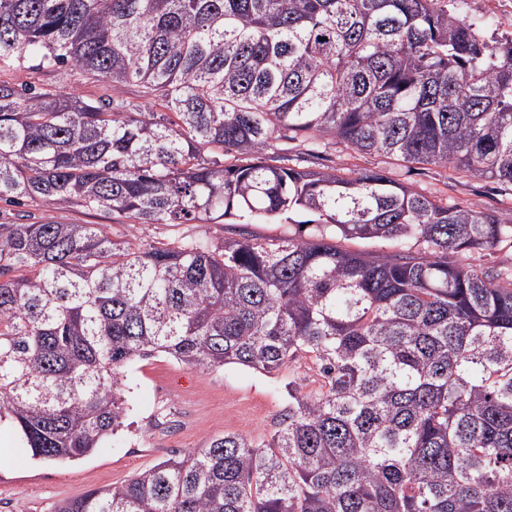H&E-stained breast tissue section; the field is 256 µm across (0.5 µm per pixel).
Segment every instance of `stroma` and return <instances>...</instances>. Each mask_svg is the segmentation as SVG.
I'll list each match as a JSON object with an SVG mask.
<instances>
[{"instance_id":"obj_1","label":"stroma","mask_w":512,"mask_h":512,"mask_svg":"<svg viewBox=\"0 0 512 512\" xmlns=\"http://www.w3.org/2000/svg\"><path fill=\"white\" fill-rule=\"evenodd\" d=\"M0 79L19 88L64 87L91 100L112 94L107 82L76 77L65 67L45 70L33 60L1 73ZM264 156L270 163L301 169H383L424 195L512 218V186L440 166L406 165L332 144L315 149L288 138L272 141ZM26 209L64 224L107 225L116 241L179 235L216 241L224 235L215 224H125L113 215L39 201L27 203ZM290 383L304 392L317 389L320 378L310 359H299L273 376L233 365L202 373L162 356L135 361L124 377L128 426L87 458L64 463L36 460L9 425L0 426V512H54L61 501L120 484L170 452L206 447L213 437L227 432L270 434L288 404Z\"/></svg>"}]
</instances>
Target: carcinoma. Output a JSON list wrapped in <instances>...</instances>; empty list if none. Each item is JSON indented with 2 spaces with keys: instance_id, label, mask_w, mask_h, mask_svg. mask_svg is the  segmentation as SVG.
Returning <instances> with one entry per match:
<instances>
[{
  "instance_id": "cac0c4a2",
  "label": "carcinoma",
  "mask_w": 512,
  "mask_h": 512,
  "mask_svg": "<svg viewBox=\"0 0 512 512\" xmlns=\"http://www.w3.org/2000/svg\"><path fill=\"white\" fill-rule=\"evenodd\" d=\"M467 5L0 0V72L34 58L118 95L0 81V202L226 233L0 222V420L74 461L124 427L136 359L270 374L306 356L322 379L288 387L267 436L226 432L55 512H512V271L457 259L512 220L263 157L294 133L512 186V37L485 39ZM298 213L306 237L247 230ZM21 207L8 206L0 202V222L10 218V214L18 211H30L44 220H52L63 224H108V231L116 241H151L179 235L205 238L218 241L224 237L220 224H122L115 215L105 213H88L80 208L64 205H47L41 201L26 202Z\"/></svg>"
}]
</instances>
